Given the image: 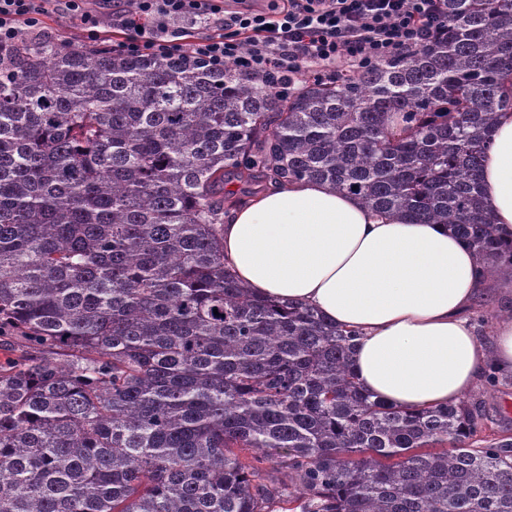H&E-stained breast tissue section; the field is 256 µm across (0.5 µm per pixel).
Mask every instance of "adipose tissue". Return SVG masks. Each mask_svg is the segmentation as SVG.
I'll return each mask as SVG.
<instances>
[{"instance_id": "ef3b65f1", "label": "adipose tissue", "mask_w": 512, "mask_h": 512, "mask_svg": "<svg viewBox=\"0 0 512 512\" xmlns=\"http://www.w3.org/2000/svg\"><path fill=\"white\" fill-rule=\"evenodd\" d=\"M483 189L511 242V111L498 116ZM224 259L257 295L359 330L355 372L400 408L458 402L490 367L512 379V318L495 322L491 341L475 335L467 314L488 294L480 260L444 225L376 214L321 183L272 182L227 211Z\"/></svg>"}]
</instances>
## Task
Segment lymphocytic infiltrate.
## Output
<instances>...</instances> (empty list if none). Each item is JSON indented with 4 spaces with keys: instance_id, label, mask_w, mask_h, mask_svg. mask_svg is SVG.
<instances>
[{
    "instance_id": "obj_1",
    "label": "lymphocytic infiltrate",
    "mask_w": 512,
    "mask_h": 512,
    "mask_svg": "<svg viewBox=\"0 0 512 512\" xmlns=\"http://www.w3.org/2000/svg\"><path fill=\"white\" fill-rule=\"evenodd\" d=\"M86 0H0V46L16 41L20 29L32 39L51 40L40 24L51 12L78 18L90 36L112 26L123 33L115 50L158 58L191 56L214 68L232 63L245 77L261 80L280 96L296 91L304 74L333 75L348 58L368 69L437 38L446 24L444 0H273L267 10L235 0L226 9L217 0H137L135 10L119 13L111 0L98 12ZM221 30L187 43L172 20Z\"/></svg>"
}]
</instances>
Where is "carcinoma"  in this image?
I'll return each instance as SVG.
<instances>
[{
    "mask_svg": "<svg viewBox=\"0 0 512 512\" xmlns=\"http://www.w3.org/2000/svg\"><path fill=\"white\" fill-rule=\"evenodd\" d=\"M280 99L232 64L0 49V512H512L477 402L403 410L357 334L224 265V180L329 185L445 224L512 280L482 202L512 0Z\"/></svg>",
    "mask_w": 512,
    "mask_h": 512,
    "instance_id": "cac0c4a2",
    "label": "carcinoma"
}]
</instances>
